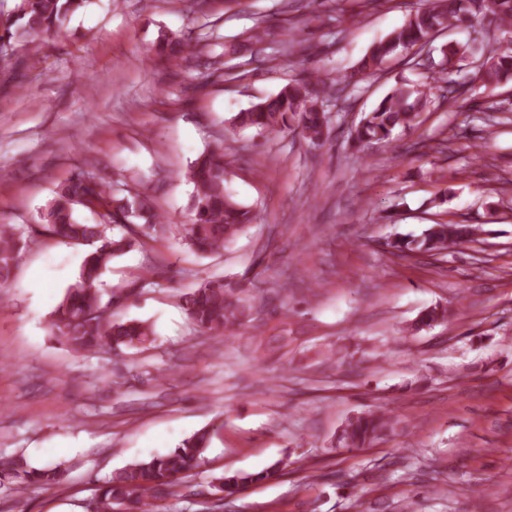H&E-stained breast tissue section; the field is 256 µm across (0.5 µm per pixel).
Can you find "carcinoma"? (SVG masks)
<instances>
[{
	"instance_id": "carcinoma-1",
	"label": "carcinoma",
	"mask_w": 512,
	"mask_h": 512,
	"mask_svg": "<svg viewBox=\"0 0 512 512\" xmlns=\"http://www.w3.org/2000/svg\"><path fill=\"white\" fill-rule=\"evenodd\" d=\"M91 0H18L9 11L0 10V56L14 54L29 40L61 30L68 18ZM479 22L487 31L512 35V0H425L410 14L403 26L373 44L363 58L360 70L377 75L391 57L409 53L418 47H431L437 33L450 25L469 28ZM187 40L174 33L160 36L157 51L179 59L188 49ZM442 58L426 65L420 80L401 84L388 93L351 130L352 142L359 150L374 142H388L399 126L417 124L421 112L433 96L452 99L460 89L451 75L458 71L466 51L457 46L441 48ZM476 78L492 89L512 80V44L489 50L478 68ZM348 76L304 70L274 97L245 109L234 118L240 129L259 133H279L297 126L302 137L313 144L325 137L327 108L346 83ZM224 142H217L201 153L186 174L192 184L188 222L169 224L154 212L151 196L137 181L125 189L92 181L84 172L61 181L54 197L39 214L37 227L0 224V288L10 282L16 256L35 236L57 239L88 247L79 276L66 291L53 314V333L75 355L96 353L104 348L114 351L138 349L152 341L153 330L142 321L112 318L101 306L97 284L112 259L145 245V238L156 240L177 229L187 247L203 255L216 253L251 223L250 210L234 200L224 188ZM87 209L97 222L79 220ZM121 233L112 234V227ZM481 228L454 222L430 224L418 236L402 235L388 243L391 253L400 257L412 254L435 256L449 245L475 242ZM188 317L203 333L222 337L248 322L254 310L267 304L264 291L245 292L241 281L222 278L205 280L183 298ZM447 311L428 309L415 319L412 329L420 331L444 320ZM391 416L385 410H370L350 418L342 427L337 443L343 448H362L372 444L388 428ZM210 431L203 429L184 440L172 452L130 463L117 471L99 489L95 512H114V504H123L127 512H159L157 501L194 474L205 463ZM65 472L60 466L29 469L23 459L0 462V487H8L19 497L31 484L51 488L63 484ZM266 471L221 475L212 487L226 500L244 485L266 480Z\"/></svg>"
}]
</instances>
